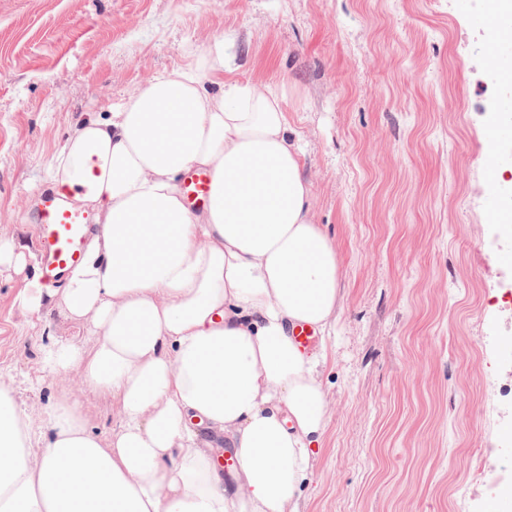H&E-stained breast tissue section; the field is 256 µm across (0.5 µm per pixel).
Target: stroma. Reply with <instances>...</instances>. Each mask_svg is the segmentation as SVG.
Returning <instances> with one entry per match:
<instances>
[{
	"instance_id": "stroma-1",
	"label": "stroma",
	"mask_w": 512,
	"mask_h": 512,
	"mask_svg": "<svg viewBox=\"0 0 512 512\" xmlns=\"http://www.w3.org/2000/svg\"><path fill=\"white\" fill-rule=\"evenodd\" d=\"M475 0H0V230L33 242L54 150L159 72L223 36L236 78L283 87L310 204L333 239L342 302L326 349L328 424L302 512H486L476 458L512 431V238L491 216L512 142L488 169L501 41ZM0 270V374L28 408L76 395L39 378L43 328L90 343L59 309L21 314ZM37 379L29 388L28 379Z\"/></svg>"
}]
</instances>
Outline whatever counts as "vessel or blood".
Returning <instances> with one entry per match:
<instances>
[{
  "instance_id": "b4317fda",
  "label": "vessel or blood",
  "mask_w": 512,
  "mask_h": 512,
  "mask_svg": "<svg viewBox=\"0 0 512 512\" xmlns=\"http://www.w3.org/2000/svg\"><path fill=\"white\" fill-rule=\"evenodd\" d=\"M183 188L189 200L207 201L210 177L202 171L189 172ZM34 221V246L46 279L81 262L91 223L85 211L63 196L48 193L42 197Z\"/></svg>"
}]
</instances>
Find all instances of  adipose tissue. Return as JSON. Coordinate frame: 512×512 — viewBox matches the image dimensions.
<instances>
[{"label": "adipose tissue", "instance_id": "obj_1", "mask_svg": "<svg viewBox=\"0 0 512 512\" xmlns=\"http://www.w3.org/2000/svg\"><path fill=\"white\" fill-rule=\"evenodd\" d=\"M283 101L232 77L219 36L55 152L50 189L95 224L62 287L32 281L20 307L84 323L88 347L43 335L41 369L78 370L118 417L103 438L77 399L34 414L0 379V512H301L328 411L325 356L292 332L329 337L340 273ZM193 169L211 177L201 211ZM183 188L190 201L207 202L210 192V176L203 171H191L184 180Z\"/></svg>", "mask_w": 512, "mask_h": 512}]
</instances>
